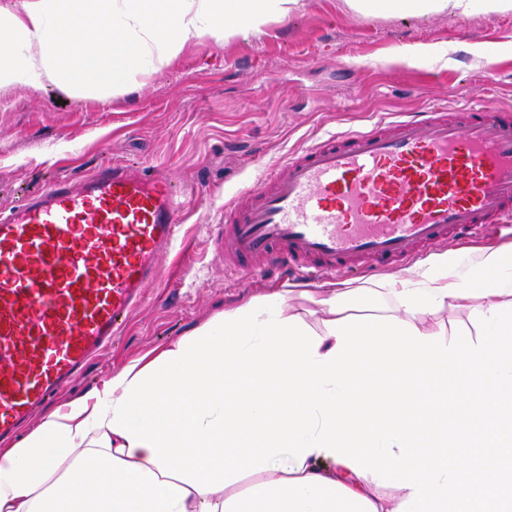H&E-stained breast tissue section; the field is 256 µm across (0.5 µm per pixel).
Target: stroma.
Listing matches in <instances>:
<instances>
[{"instance_id":"1","label":"stroma","mask_w":512,"mask_h":512,"mask_svg":"<svg viewBox=\"0 0 512 512\" xmlns=\"http://www.w3.org/2000/svg\"><path fill=\"white\" fill-rule=\"evenodd\" d=\"M429 52L408 56L407 48ZM512 107V12L373 17L344 0H300L217 47L189 40L178 56L130 75L100 99L53 81L0 89V210L58 178L79 184L108 161L158 166L184 195V261L160 279L122 336L49 406L57 408L133 359L162 349L240 301L271 291L308 326L319 317L280 274L215 259L212 225L226 196L329 132L440 104Z\"/></svg>"}]
</instances>
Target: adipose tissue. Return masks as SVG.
<instances>
[{
	"label": "adipose tissue",
	"mask_w": 512,
	"mask_h": 512,
	"mask_svg": "<svg viewBox=\"0 0 512 512\" xmlns=\"http://www.w3.org/2000/svg\"><path fill=\"white\" fill-rule=\"evenodd\" d=\"M298 0H30L0 8V88L85 98L188 39L260 32ZM463 17L512 0H345ZM391 315H363L382 297ZM279 292L103 378L0 450V512H512V249L443 253L375 287ZM482 325L439 340L429 317Z\"/></svg>",
	"instance_id": "obj_1"
}]
</instances>
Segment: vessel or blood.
<instances>
[{"label": "vessel or blood", "instance_id": "obj_1", "mask_svg": "<svg viewBox=\"0 0 512 512\" xmlns=\"http://www.w3.org/2000/svg\"><path fill=\"white\" fill-rule=\"evenodd\" d=\"M180 194L123 162L0 211V438L111 347L180 247ZM512 224V110L383 117L299 149L224 201L216 257L311 284Z\"/></svg>", "mask_w": 512, "mask_h": 512}]
</instances>
